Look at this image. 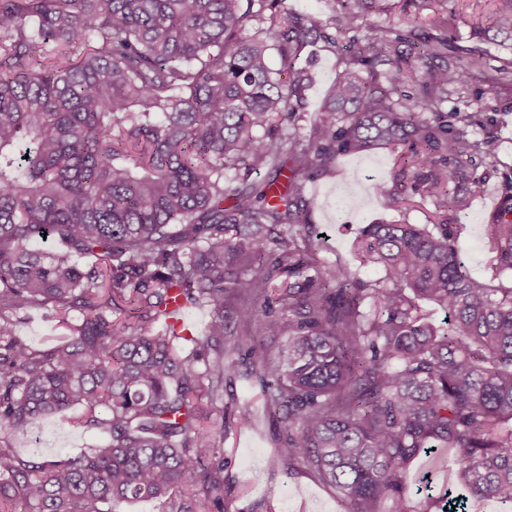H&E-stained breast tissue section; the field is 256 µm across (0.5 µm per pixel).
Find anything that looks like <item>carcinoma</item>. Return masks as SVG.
I'll list each match as a JSON object with an SVG mask.
<instances>
[{"mask_svg": "<svg viewBox=\"0 0 512 512\" xmlns=\"http://www.w3.org/2000/svg\"><path fill=\"white\" fill-rule=\"evenodd\" d=\"M388 2L337 0L325 17L284 0H0V512L176 495L174 512H224L209 405L241 363L280 424L268 464L306 466L349 512L384 497L409 512L404 475L431 448L452 454L458 494L425 512L512 503V180L485 224L486 282L448 212L483 192L467 159L495 145L470 133L475 113L438 111L448 86L512 72L449 49L445 9L446 36L423 41L415 65L400 46L417 35L392 27L344 46L363 10ZM493 29L512 41V0H496ZM316 39L346 69L303 135L295 64ZM375 146L406 149L377 194L434 211L365 225L355 256L382 277L361 282L317 257L303 188ZM48 236L60 250L33 249ZM176 302L208 311L202 334L168 322ZM31 309L61 329L42 348L17 331ZM230 314L262 338L242 348ZM74 406L101 444L67 458L14 449Z\"/></svg>", "mask_w": 512, "mask_h": 512, "instance_id": "carcinoma-1", "label": "carcinoma"}]
</instances>
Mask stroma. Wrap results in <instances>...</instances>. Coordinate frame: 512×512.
Segmentation results:
<instances>
[{"label":"stroma","instance_id":"stroma-1","mask_svg":"<svg viewBox=\"0 0 512 512\" xmlns=\"http://www.w3.org/2000/svg\"><path fill=\"white\" fill-rule=\"evenodd\" d=\"M492 6V0H451L449 7L459 16L455 43L483 53L493 66L512 70V46L471 36L473 25L487 24ZM432 19L428 0H394L388 11L365 16L363 26L393 27L404 32L415 27L431 35L435 32ZM297 65L312 75L305 95L306 118L300 123L305 130L345 65L342 54L329 50L320 40L305 48ZM471 99L478 102L480 120L473 133L480 138L491 137L496 143V155L490 163L474 160V168L486 177L485 192L468 209L450 214L449 221L463 225L462 259L472 276L484 280L488 277L486 264L490 254L483 226L499 202L506 177L512 175V81L487 93L479 80H472L462 93L449 94L440 109L452 112ZM393 158V153L385 148L359 157L337 156L330 172L307 182L304 189L318 257L346 264L363 281L377 280L381 273L360 265L355 258L353 245L359 228L385 220L423 224L429 216L428 206L393 208L374 193V182L391 169ZM238 402L251 405L255 415L253 426H237L233 406ZM210 420L224 433V512H347L348 505L341 494L305 466H268L274 447L273 422L265 412L261 390L252 380L238 376L225 382L224 399L213 404ZM94 440L92 433L70 419L50 417L35 421L25 433L16 436L14 443L24 455L66 457ZM452 468L447 454L440 450L422 453L415 460L405 477L406 496L413 512H421L423 507V498L417 493L421 483L444 490L452 480Z\"/></svg>","mask_w":512,"mask_h":512}]
</instances>
